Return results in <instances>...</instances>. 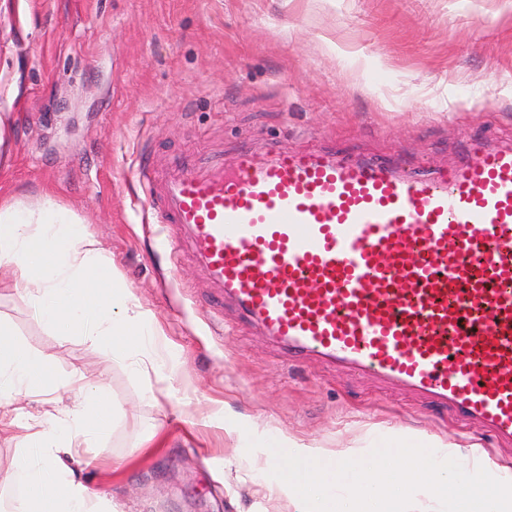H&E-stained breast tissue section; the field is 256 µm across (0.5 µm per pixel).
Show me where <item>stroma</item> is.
Masks as SVG:
<instances>
[{"label": "stroma", "mask_w": 512, "mask_h": 512, "mask_svg": "<svg viewBox=\"0 0 512 512\" xmlns=\"http://www.w3.org/2000/svg\"><path fill=\"white\" fill-rule=\"evenodd\" d=\"M0 198L51 194L102 242L163 334L142 372L84 337L46 331L0 288V326L51 366L13 395L25 418L0 429V477L21 435L63 416L56 385L103 377L112 432L88 457H133L103 485L115 512H296L265 449L240 425L336 452L384 438L512 446L374 380L288 359L225 307L186 245L167 240L135 172L332 145L435 170L469 144L512 136V0H0ZM166 377L168 397L146 393ZM222 411V421L212 420Z\"/></svg>", "instance_id": "obj_1"}]
</instances>
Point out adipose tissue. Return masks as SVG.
<instances>
[{
    "mask_svg": "<svg viewBox=\"0 0 512 512\" xmlns=\"http://www.w3.org/2000/svg\"><path fill=\"white\" fill-rule=\"evenodd\" d=\"M2 286L14 287L47 331L86 337L136 372L158 334L152 313L123 287L101 242L47 194L0 203ZM48 372L41 356L7 339L0 327V396L32 388ZM67 385L82 400L64 417L39 422L21 442V455L35 464L24 469V489L9 512H112L109 498L76 478L83 460L72 448L75 440L99 442L110 432L103 384L75 373Z\"/></svg>",
    "mask_w": 512,
    "mask_h": 512,
    "instance_id": "ef3b65f1",
    "label": "adipose tissue"
}]
</instances>
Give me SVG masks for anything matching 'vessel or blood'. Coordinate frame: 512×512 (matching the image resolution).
I'll use <instances>...</instances> for the list:
<instances>
[{
    "label": "vessel or blood",
    "mask_w": 512,
    "mask_h": 512,
    "mask_svg": "<svg viewBox=\"0 0 512 512\" xmlns=\"http://www.w3.org/2000/svg\"><path fill=\"white\" fill-rule=\"evenodd\" d=\"M148 183L214 307L512 445V140L428 173L329 149L241 153Z\"/></svg>",
    "instance_id": "b4317fda"
}]
</instances>
